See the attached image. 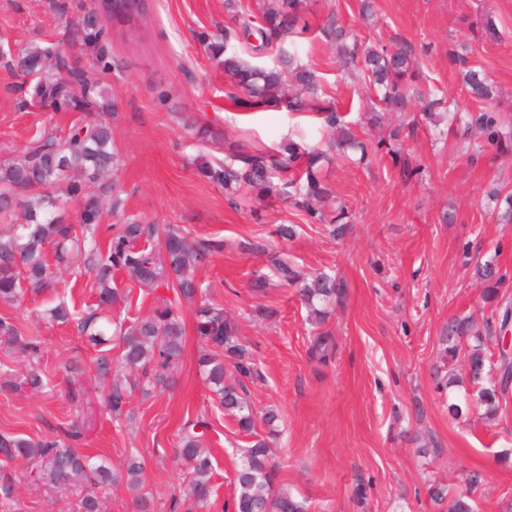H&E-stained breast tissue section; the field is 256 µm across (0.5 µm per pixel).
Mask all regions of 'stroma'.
<instances>
[{
	"mask_svg": "<svg viewBox=\"0 0 512 512\" xmlns=\"http://www.w3.org/2000/svg\"><path fill=\"white\" fill-rule=\"evenodd\" d=\"M0 0V48L11 52L55 42L82 68L92 50L74 31L92 0ZM226 0H153L140 37L110 24L116 69L102 83L111 88L117 111L111 117L121 165L113 180L124 190L125 215L163 228L180 225L194 238L220 237L222 251L196 272L211 298L240 327L261 373L248 386L255 412L275 410L280 433L272 448L277 484L288 487L307 512H446L432 487L462 490L478 473L475 512H500L512 500V395L495 417L468 404L451 418L449 403L459 390L436 388V369L467 380V363H443L440 338L449 318L473 316L476 328L495 327L497 304L473 276L475 263L494 261L507 274L501 291L512 297V222L500 220L494 192H512V0H309L305 33L292 35L304 64L317 72L327 100L357 123L363 141L398 133L401 163L387 154L357 164L329 154L320 175L332 197L325 214L346 208L350 222L332 235L304 211L278 198L242 192L228 199L223 187L201 177L194 160L224 159L233 141L248 150L274 149L294 138L311 146L328 140L308 115L284 108L241 111L226 95L224 69L198 40L201 32L223 34L232 27ZM361 42H410L419 60L416 86L453 100L462 116L474 108L454 53L466 52L497 95L503 149L463 154L446 119L429 118L421 102L409 111L385 113L368 124L378 106L375 94L340 65L320 36L328 18ZM493 18L496 38L483 32ZM20 72L0 63V158L19 156L35 132L63 129L73 114L19 106ZM167 98L158 101L157 90ZM203 124L212 138L195 142L191 127ZM291 224L293 238L275 233ZM282 256L306 277L339 278L344 301L330 307L323 325L336 340L325 365L310 360L311 327L294 288L272 275L270 260ZM270 277L268 294L253 296L254 272ZM56 288L25 294L20 305L0 303V316L36 327L38 365L48 380L44 392H0V436L39 441L64 434L81 422L77 446L99 456L113 472L134 452L144 459L142 480L153 512H171L187 486L189 470L175 458L185 419L205 417V448L212 456L211 494L202 512H233L235 467L249 437L240 433L207 388L197 366L198 347L187 335L175 383L150 395L133 391L124 415L104 403L106 386L96 366L107 346H90L76 323L34 325L33 316L56 302L74 315L97 301L83 255L60 269ZM131 306H114L127 321L148 316L163 304L166 289H140L126 273L115 276ZM78 370L79 398L68 394L70 370ZM33 464L0 455V477L11 478V512H72L75 498L33 482Z\"/></svg>",
	"mask_w": 512,
	"mask_h": 512,
	"instance_id": "35a3bbf8",
	"label": "stroma"
}]
</instances>
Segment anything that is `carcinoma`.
I'll return each mask as SVG.
<instances>
[{
    "mask_svg": "<svg viewBox=\"0 0 512 512\" xmlns=\"http://www.w3.org/2000/svg\"><path fill=\"white\" fill-rule=\"evenodd\" d=\"M304 0H260L259 17L238 13L236 0H228L227 9L235 13V24L244 40L255 38L260 46L276 52L274 66H261L226 49L227 39L218 35H200L199 41L214 58L223 59L224 74L233 89L230 97L249 109L286 108L291 112H316L323 125L336 130L334 146L368 154L367 144L339 115L338 110L321 100L318 76L298 63V52L285 45L283 38L294 32ZM112 12L104 6L90 10L78 29L80 38L93 47V65L103 74L115 66L108 24ZM323 39L344 60L360 55L362 80L378 93L379 100L392 112H403L411 100L408 80L415 73V52L410 43L401 41L388 48L384 45L348 44L343 27L331 19L322 28ZM18 67L29 76L22 104L45 106L53 112H83L86 117L63 134L40 133L14 160L0 159V214L8 215L12 207L23 205L21 221L0 232V302L16 304L28 290L48 292L54 288L52 263L60 264L73 253L85 254V266L94 274L99 296L97 307L79 318L78 331L94 346L114 339L121 349L119 360L130 376L113 381L107 393V405L120 415L126 405L128 388L140 387L147 395L152 389L171 385L167 371L179 363L184 352L185 327L180 316L181 299H199L194 309V330L198 340L197 365L224 411L233 416L239 430L253 435L255 414L247 400V383L259 378V371L247 348L240 342L237 323L224 308L208 297L209 289L195 276V269L224 248L218 238L191 239L189 232L172 225L158 235L152 224L128 221L111 224L106 246L97 240L102 221L103 203L98 195L103 177L118 168L119 154L110 124L101 116L109 107L108 91L86 72L73 70L64 52L55 43L33 46L21 51ZM465 84L477 102L470 125L485 136L492 146L499 139L498 119L490 108L496 92L481 71L466 69ZM325 153L307 149L292 140L280 149L250 152L234 149L228 161L213 164L207 160L197 165L201 176L224 187L235 196L248 189L262 196L274 194L293 199L317 223L326 221L319 203L331 190L321 183L316 165ZM67 182L68 198L83 199L79 223L73 224L58 212L59 197L54 188ZM52 247L54 262H49L47 247ZM276 274L286 285L296 289L305 304L307 321L314 327L324 323L326 307L338 301L343 290L336 279L318 275L307 280L288 262L273 260ZM129 273L142 288L155 291L165 288L174 298L148 318L125 326L121 319L103 315L105 308L121 302V292L114 280L116 272ZM474 277L486 286V297L497 298L504 276L497 266L478 262ZM47 322L59 324L73 320L63 303L48 308ZM469 317L448 321L441 342L444 357L467 358L468 374L478 387L476 401L485 408V416L499 410L500 401L512 391V357L487 353L480 332L473 330ZM18 348L29 357L37 356L40 340L25 335L15 319L0 317V344ZM335 350L333 337L327 332L315 334L309 348L312 358L327 362ZM235 382H226L227 370ZM8 389L39 392L45 387L42 373L35 363L27 371L9 380ZM205 421L184 423L175 453L192 464L190 488L184 497L193 508H204L209 496L212 470L211 456L202 446L196 429ZM0 451L9 458L22 457L33 462L34 480L46 486L65 487L77 498V512H101L95 488L117 482L111 468L100 459L96 462L73 446L57 438L36 443L21 438L0 440ZM140 459L131 455L126 466V487L133 493L139 512H149L150 496L142 492ZM276 464L269 456L266 440L254 441L245 449L242 463L236 467L234 512H304V507L286 490L275 487ZM477 476L469 478L466 489L447 496L437 490L438 501L448 500V512H473L471 492Z\"/></svg>",
    "mask_w": 512,
    "mask_h": 512,
    "instance_id": "cac0c4a2",
    "label": "carcinoma"
}]
</instances>
